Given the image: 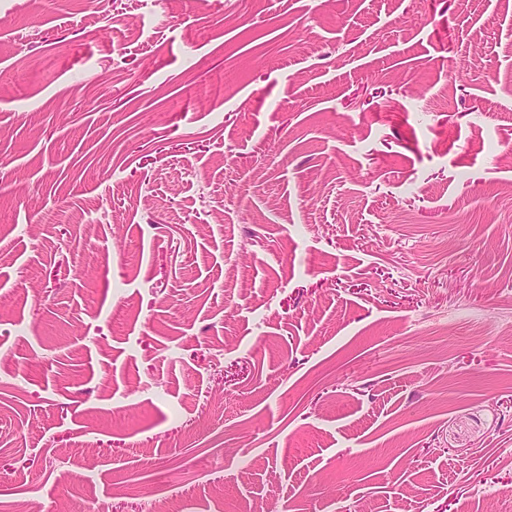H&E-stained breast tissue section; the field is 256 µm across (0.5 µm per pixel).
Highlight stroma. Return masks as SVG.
Returning <instances> with one entry per match:
<instances>
[{"instance_id": "1", "label": "stroma", "mask_w": 512, "mask_h": 512, "mask_svg": "<svg viewBox=\"0 0 512 512\" xmlns=\"http://www.w3.org/2000/svg\"><path fill=\"white\" fill-rule=\"evenodd\" d=\"M512 512V0H0V512Z\"/></svg>"}]
</instances>
